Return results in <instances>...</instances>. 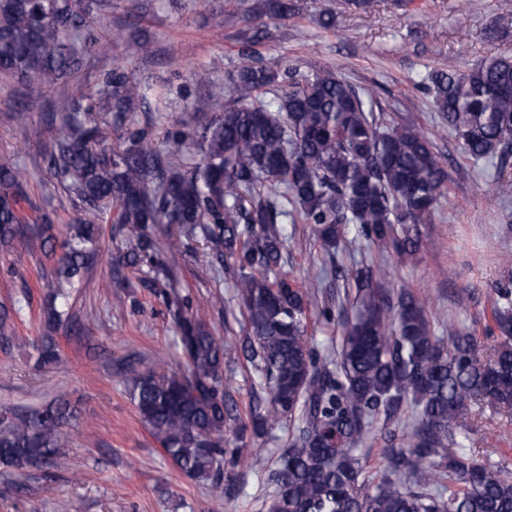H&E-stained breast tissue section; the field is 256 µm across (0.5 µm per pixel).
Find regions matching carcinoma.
<instances>
[{
  "mask_svg": "<svg viewBox=\"0 0 512 512\" xmlns=\"http://www.w3.org/2000/svg\"><path fill=\"white\" fill-rule=\"evenodd\" d=\"M98 8L85 0H0V81L15 84L20 98L30 88L50 89L61 116L46 122L43 172L75 207L57 253L45 236L59 223L57 211L30 199L27 168L0 164V250L23 236L25 201L40 225L30 240L55 259L45 284L48 328L69 319L56 300L83 281L100 225H112L127 248L115 281L126 267L153 265L160 239L148 226L200 236L232 281L244 319L241 351L270 399L265 412L242 416L223 385L224 346L189 313V299L168 298L186 368L159 373L129 363L124 375L141 421L181 475L229 494L224 465L244 459L274 486L266 512H512V474L459 441L472 403L512 412V266L495 288L497 342L487 357L479 356L477 337L452 323L436 331L418 295L386 289L362 267L339 358L323 364L307 340L323 280L299 283L283 269L285 224L309 225L328 251L346 225L357 224L380 253L412 262L423 225L448 194L424 129L407 114L383 121L374 92L331 68L268 66L247 46L225 74L227 103L196 97L195 127L174 124L154 142L131 117L150 105L149 88L124 69L84 89L75 83L85 56L112 51L92 26ZM297 13L296 0H261L248 17L249 42L265 38L257 20ZM114 40L134 60L154 53L149 41L120 30ZM417 87L465 157L495 162L499 193H511L512 58L467 71L443 65ZM261 89L273 98L256 101ZM406 408L410 433L391 439L380 478H368L363 442L380 420ZM295 416L299 424L275 464L258 450L243 456L247 436L265 438ZM72 417L63 399L1 409L0 467L23 475L43 456L63 465V427Z\"/></svg>",
  "mask_w": 512,
  "mask_h": 512,
  "instance_id": "1",
  "label": "carcinoma"
}]
</instances>
